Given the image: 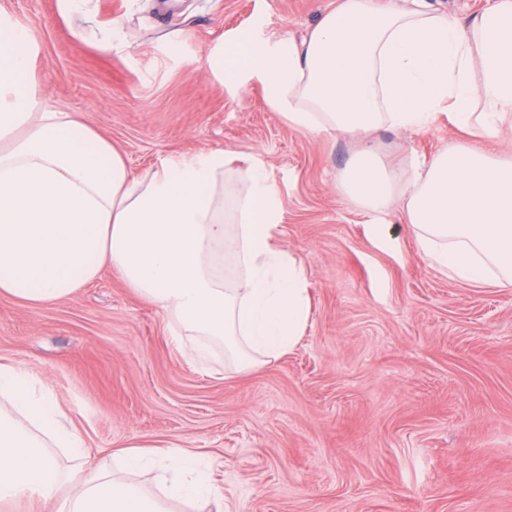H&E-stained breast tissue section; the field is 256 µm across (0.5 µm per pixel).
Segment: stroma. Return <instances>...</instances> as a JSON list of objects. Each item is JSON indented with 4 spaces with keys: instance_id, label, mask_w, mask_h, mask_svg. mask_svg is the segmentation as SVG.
<instances>
[{
    "instance_id": "1",
    "label": "stroma",
    "mask_w": 512,
    "mask_h": 512,
    "mask_svg": "<svg viewBox=\"0 0 512 512\" xmlns=\"http://www.w3.org/2000/svg\"><path fill=\"white\" fill-rule=\"evenodd\" d=\"M335 5L88 0L68 20L57 0H0L38 35L46 103L133 173L216 148L262 162L312 298L295 350L233 374L218 346L189 360L157 308L105 272L47 307L0 294V363L38 378L112 471L125 445L194 449L226 512H512V288L431 267L396 211L374 243L372 214L337 183L357 142L290 127L257 79L207 63L242 33L302 39ZM463 140L444 118L373 138L398 168Z\"/></svg>"
}]
</instances>
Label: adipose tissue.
I'll use <instances>...</instances> for the list:
<instances>
[{
  "mask_svg": "<svg viewBox=\"0 0 512 512\" xmlns=\"http://www.w3.org/2000/svg\"><path fill=\"white\" fill-rule=\"evenodd\" d=\"M36 38L0 13V293L42 306L117 272L205 360L221 344L237 371L279 360L312 311L305 267L277 235L280 193L258 162L224 150L181 154L133 174L79 115L39 102ZM235 79L257 74L289 125L361 138L340 173L343 195L376 217L399 209L417 253L449 278L512 287V158L481 141L512 125V0L463 19L401 0H340L302 40L246 35L208 57ZM467 142L412 170L388 168L368 143L440 115ZM123 476L87 465L73 421L37 380L0 363V503L41 512H224V488L188 448L118 449ZM158 468L163 496L137 474Z\"/></svg>",
  "mask_w": 512,
  "mask_h": 512,
  "instance_id": "1",
  "label": "adipose tissue"
}]
</instances>
